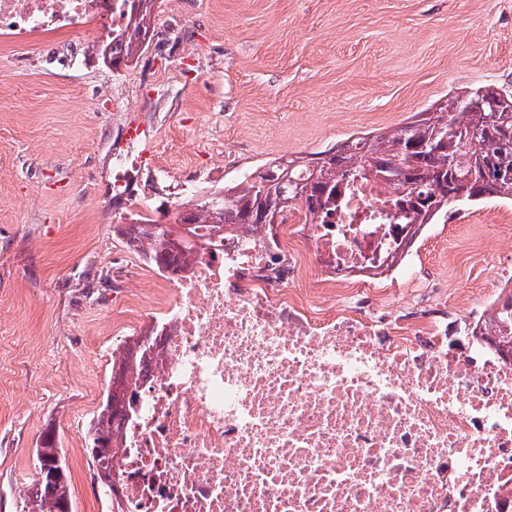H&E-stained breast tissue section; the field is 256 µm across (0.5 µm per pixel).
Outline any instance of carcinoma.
Wrapping results in <instances>:
<instances>
[{"label": "carcinoma", "mask_w": 512, "mask_h": 512, "mask_svg": "<svg viewBox=\"0 0 512 512\" xmlns=\"http://www.w3.org/2000/svg\"><path fill=\"white\" fill-rule=\"evenodd\" d=\"M126 25L99 47L110 64L129 63L145 47L155 0H125ZM383 176L398 189L413 191L422 185L427 196L417 195L409 206L413 220L426 221L429 213L446 214L462 204L486 199L512 200V94L491 86L467 87L435 101L413 120L391 129L351 136L338 147L315 153L306 162L271 161L262 169L224 186L213 196L177 214L164 230L148 217L120 229L128 244L148 247L153 263L174 273L194 251L188 240L189 224H215L234 232L244 226L267 224L281 207L300 201L313 219L336 206L339 182ZM490 323L498 326V346L512 353V292L498 302ZM146 350L137 340H126L112 352L109 383L121 391L107 394L90 427V454L97 470H112V448L117 444L120 421L133 408ZM39 479L25 500L27 512H68V471L50 477L57 469L56 440L43 437L36 449Z\"/></svg>", "instance_id": "carcinoma-1"}]
</instances>
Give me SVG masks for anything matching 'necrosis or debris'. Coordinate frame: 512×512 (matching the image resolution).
Wrapping results in <instances>:
<instances>
[{"instance_id": "obj_1", "label": "necrosis or debris", "mask_w": 512, "mask_h": 512, "mask_svg": "<svg viewBox=\"0 0 512 512\" xmlns=\"http://www.w3.org/2000/svg\"><path fill=\"white\" fill-rule=\"evenodd\" d=\"M124 0H0V37L94 31ZM403 193L345 183L311 224L289 205L158 268L138 412L112 451L123 512H512V360L487 311L399 296Z\"/></svg>"}]
</instances>
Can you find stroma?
Here are the masks:
<instances>
[{
  "instance_id": "obj_1",
  "label": "stroma",
  "mask_w": 512,
  "mask_h": 512,
  "mask_svg": "<svg viewBox=\"0 0 512 512\" xmlns=\"http://www.w3.org/2000/svg\"><path fill=\"white\" fill-rule=\"evenodd\" d=\"M512 91V0H156L149 42L106 66L93 42L0 39V512H24L53 428L72 512H100L88 428L104 356L159 319L153 269L121 225L172 223L188 200L273 159L403 123L465 86ZM144 125L155 158L108 191ZM416 265L457 312L511 283L512 204L459 205Z\"/></svg>"
}]
</instances>
